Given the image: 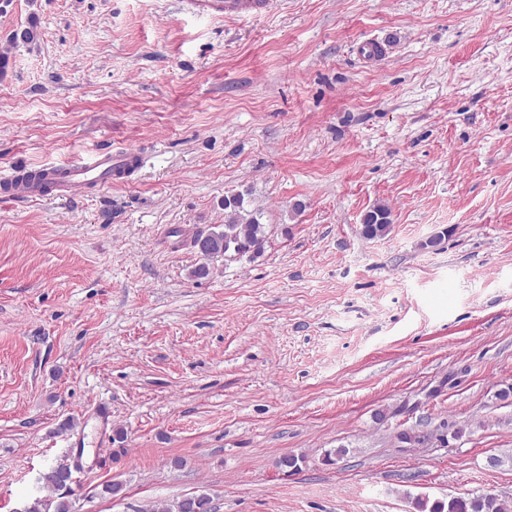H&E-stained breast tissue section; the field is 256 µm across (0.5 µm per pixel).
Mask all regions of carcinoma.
<instances>
[{"label":"carcinoma","instance_id":"1","mask_svg":"<svg viewBox=\"0 0 512 512\" xmlns=\"http://www.w3.org/2000/svg\"><path fill=\"white\" fill-rule=\"evenodd\" d=\"M37 22L13 30L8 41L12 46H30L37 41ZM391 212L385 205H376L368 211L361 234L366 239L384 236L391 224ZM202 240L211 248V257H235L247 255L251 258L261 254L266 242L264 225L256 216L244 208L240 195L224 197V224L220 230H199L193 241ZM66 464L50 467L42 481L48 494L35 497L24 506L25 512H73V499L69 496L71 486L63 477ZM418 512H512V502L493 494L476 493L470 497H453L448 500H430L420 497L415 501ZM150 512H215L212 498L205 494L183 497L173 501H157Z\"/></svg>","mask_w":512,"mask_h":512}]
</instances>
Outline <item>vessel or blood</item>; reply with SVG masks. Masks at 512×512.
I'll return each instance as SVG.
<instances>
[{
  "label": "vessel or blood",
  "instance_id": "obj_1",
  "mask_svg": "<svg viewBox=\"0 0 512 512\" xmlns=\"http://www.w3.org/2000/svg\"><path fill=\"white\" fill-rule=\"evenodd\" d=\"M194 14L221 19L258 17L270 7V0H188ZM133 150L98 153L91 158L40 168L31 172L13 171L0 176V199L9 202L31 201L53 190L66 196L127 180L129 168L139 161Z\"/></svg>",
  "mask_w": 512,
  "mask_h": 512
}]
</instances>
